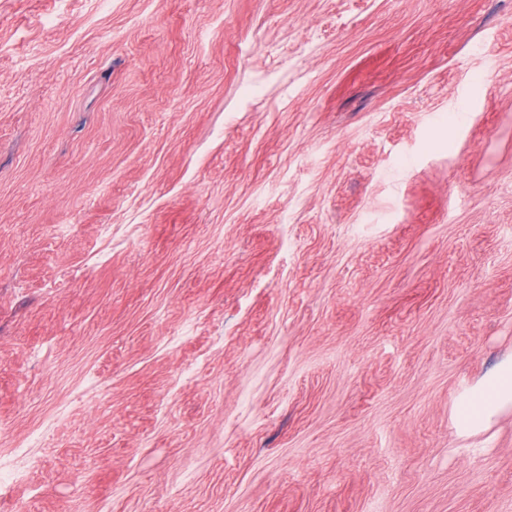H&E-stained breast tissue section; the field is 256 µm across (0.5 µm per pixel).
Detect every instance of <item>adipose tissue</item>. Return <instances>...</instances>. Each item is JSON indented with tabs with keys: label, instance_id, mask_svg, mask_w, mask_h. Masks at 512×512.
Masks as SVG:
<instances>
[{
	"label": "adipose tissue",
	"instance_id": "adipose-tissue-1",
	"mask_svg": "<svg viewBox=\"0 0 512 512\" xmlns=\"http://www.w3.org/2000/svg\"><path fill=\"white\" fill-rule=\"evenodd\" d=\"M511 409L512 357H509L459 399L455 413L457 431L463 436L477 434L502 412Z\"/></svg>",
	"mask_w": 512,
	"mask_h": 512
}]
</instances>
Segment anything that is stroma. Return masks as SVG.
Listing matches in <instances>:
<instances>
[{"mask_svg":"<svg viewBox=\"0 0 512 512\" xmlns=\"http://www.w3.org/2000/svg\"><path fill=\"white\" fill-rule=\"evenodd\" d=\"M512 0H0V512H512ZM511 409L512 357H508L459 399L455 413L457 431L461 436L477 434Z\"/></svg>","mask_w":512,"mask_h":512,"instance_id":"35a3bbf8","label":"stroma"}]
</instances>
